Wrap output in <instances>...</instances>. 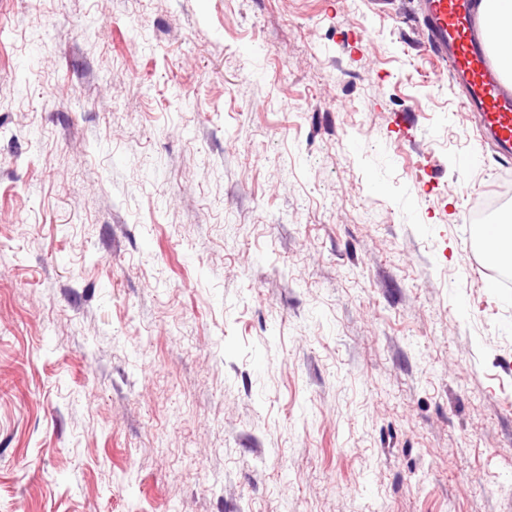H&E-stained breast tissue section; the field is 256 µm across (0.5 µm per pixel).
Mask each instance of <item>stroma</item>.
I'll return each instance as SVG.
<instances>
[{
	"label": "stroma",
	"instance_id": "35a3bbf8",
	"mask_svg": "<svg viewBox=\"0 0 512 512\" xmlns=\"http://www.w3.org/2000/svg\"><path fill=\"white\" fill-rule=\"evenodd\" d=\"M416 25L0 0V512H512V166ZM479 225L493 226L483 237L484 253L491 263H512V225L510 224Z\"/></svg>",
	"mask_w": 512,
	"mask_h": 512
}]
</instances>
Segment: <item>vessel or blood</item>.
<instances>
[{
    "mask_svg": "<svg viewBox=\"0 0 512 512\" xmlns=\"http://www.w3.org/2000/svg\"><path fill=\"white\" fill-rule=\"evenodd\" d=\"M476 0H418L424 46L465 91L462 103L479 134L512 157V80L493 64Z\"/></svg>",
    "mask_w": 512,
    "mask_h": 512,
    "instance_id": "vessel-or-blood-1",
    "label": "vessel or blood"
}]
</instances>
